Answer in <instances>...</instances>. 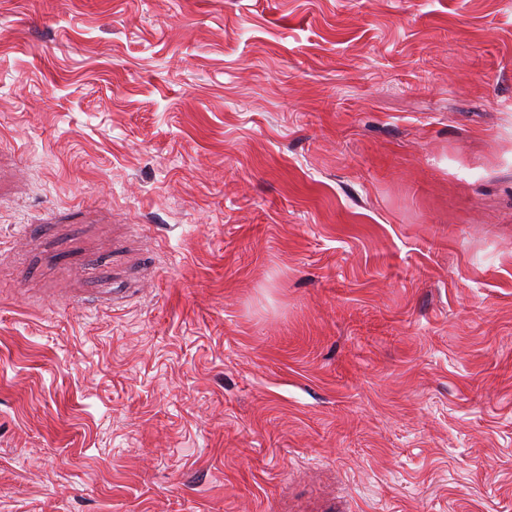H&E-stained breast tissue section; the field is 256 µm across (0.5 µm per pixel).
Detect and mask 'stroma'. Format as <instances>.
<instances>
[{
    "label": "stroma",
    "instance_id": "1",
    "mask_svg": "<svg viewBox=\"0 0 512 512\" xmlns=\"http://www.w3.org/2000/svg\"><path fill=\"white\" fill-rule=\"evenodd\" d=\"M0 512H512V0H0Z\"/></svg>",
    "mask_w": 512,
    "mask_h": 512
}]
</instances>
